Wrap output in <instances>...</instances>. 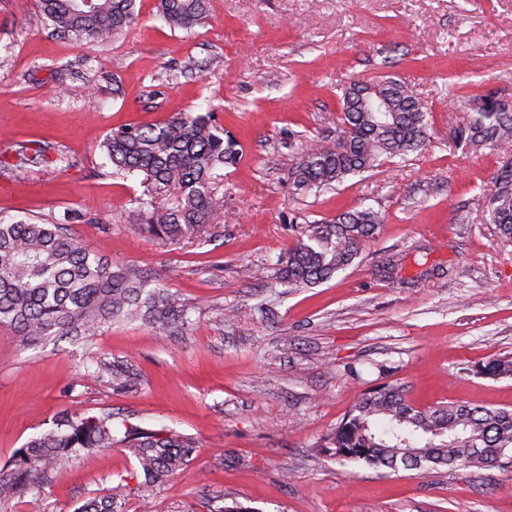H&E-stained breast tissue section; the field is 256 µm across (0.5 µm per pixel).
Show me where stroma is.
<instances>
[{"mask_svg": "<svg viewBox=\"0 0 512 512\" xmlns=\"http://www.w3.org/2000/svg\"><path fill=\"white\" fill-rule=\"evenodd\" d=\"M157 5L136 0V29L87 47L58 35L38 0H0V213L71 221L84 246L164 278L192 309L163 342L115 322L85 344L29 348L0 327V467L66 410L167 427L197 452L148 494L130 452L100 453L0 512H76L120 483L122 512H512V464L387 475L315 447L384 380L421 408H512V377L479 371L512 358V243L480 205L499 159L452 141L465 111L450 100H512V0H211L192 33ZM387 73L431 111L426 149L293 196L289 134L335 128L339 87ZM206 104L242 146L224 170V217L209 238H148L129 222L143 188L113 175L101 143ZM41 145L47 160L16 170L19 148ZM367 205L386 222L352 266L313 288L276 279L291 224ZM462 206L470 223L454 220ZM231 306L241 319L224 318ZM95 356L131 361L136 386L92 376Z\"/></svg>", "mask_w": 512, "mask_h": 512, "instance_id": "1", "label": "stroma"}]
</instances>
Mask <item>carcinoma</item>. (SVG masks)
I'll use <instances>...</instances> for the list:
<instances>
[{"instance_id":"carcinoma-1","label":"carcinoma","mask_w":512,"mask_h":512,"mask_svg":"<svg viewBox=\"0 0 512 512\" xmlns=\"http://www.w3.org/2000/svg\"><path fill=\"white\" fill-rule=\"evenodd\" d=\"M56 30L88 46L103 45L137 24L135 0H40ZM173 30L190 32L210 17V0H160ZM336 134L297 147L288 184L299 195L336 189L351 176L374 171L427 146L428 108L394 76L353 80L340 88ZM458 144L489 148L500 157L482 206L502 241L512 242V104L493 94L469 100ZM116 176H135L144 187L134 223L148 237L173 242L210 234L224 210V166L239 158V143L224 137L211 107L176 112L162 123L125 124L101 144ZM385 216L372 206L305 224L278 261L290 288H312L347 269L378 236ZM189 308L161 278L87 250L69 224L8 221L0 217V326L35 347L50 338L91 337L115 321H141L164 338L189 322ZM512 375V359L480 368ZM94 375L129 389L138 372L129 361H95ZM115 415L64 414L30 439L0 470V502L42 487L61 466L89 462L99 448H125L157 489L188 465L193 438L172 429L114 425ZM336 460L392 472L437 467L483 470L512 464V410L456 403L414 406L406 389L384 383L363 396L318 442ZM124 486L85 502L78 512H121Z\"/></svg>"}]
</instances>
